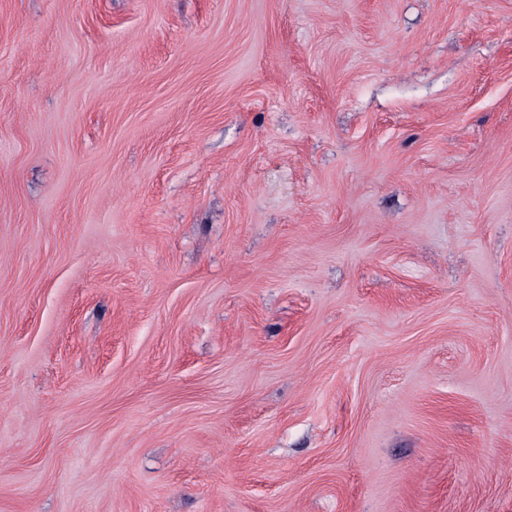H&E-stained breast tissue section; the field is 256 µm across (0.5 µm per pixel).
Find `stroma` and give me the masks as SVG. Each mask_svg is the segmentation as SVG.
I'll list each match as a JSON object with an SVG mask.
<instances>
[{
  "label": "stroma",
  "instance_id": "35a3bbf8",
  "mask_svg": "<svg viewBox=\"0 0 512 512\" xmlns=\"http://www.w3.org/2000/svg\"><path fill=\"white\" fill-rule=\"evenodd\" d=\"M0 512H512V0H0Z\"/></svg>",
  "mask_w": 512,
  "mask_h": 512
}]
</instances>
